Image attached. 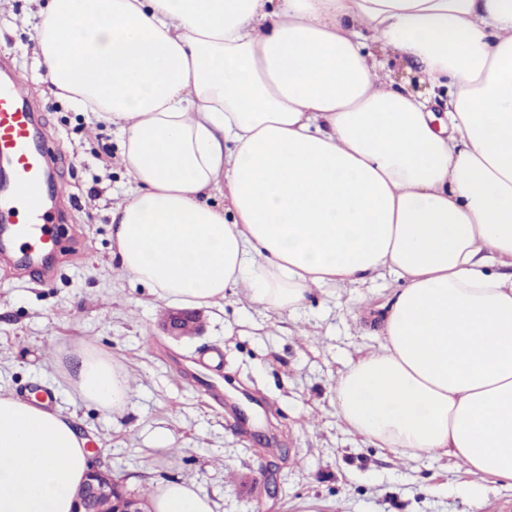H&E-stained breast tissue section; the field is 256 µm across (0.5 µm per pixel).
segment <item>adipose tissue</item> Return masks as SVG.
I'll return each mask as SVG.
<instances>
[{
  "mask_svg": "<svg viewBox=\"0 0 512 512\" xmlns=\"http://www.w3.org/2000/svg\"><path fill=\"white\" fill-rule=\"evenodd\" d=\"M43 78L121 137L112 258L159 300L276 312L392 273L384 341L336 382L376 447L512 485V0H44ZM417 66L444 112L397 83ZM220 193L227 208L210 202ZM74 391L123 411L93 350ZM71 417L0 389V512H72ZM154 512H213L172 481Z\"/></svg>",
  "mask_w": 512,
  "mask_h": 512,
  "instance_id": "adipose-tissue-1",
  "label": "adipose tissue"
}]
</instances>
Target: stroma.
Returning <instances> with one entry per match:
<instances>
[{"instance_id":"obj_1","label":"stroma","mask_w":512,"mask_h":512,"mask_svg":"<svg viewBox=\"0 0 512 512\" xmlns=\"http://www.w3.org/2000/svg\"><path fill=\"white\" fill-rule=\"evenodd\" d=\"M35 0H0V60L20 75L53 143L56 179L73 203L59 228L52 278L0 264V387L42 390L70 415L126 489L151 500L170 480L191 483L214 512H502L512 487L489 477L478 501L453 458H405L338 421L335 387L349 359L378 349L381 314L400 288L387 274L355 288L314 291L303 309L274 313L244 291L202 308L195 335L174 340L167 305L118 271L110 210L132 179L118 133L76 111L43 81L33 51ZM125 369L133 393L109 413L72 390L83 346ZM165 431L167 447L153 442Z\"/></svg>"}]
</instances>
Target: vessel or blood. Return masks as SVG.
I'll list each match as a JSON object with an SVG mask.
<instances>
[{"mask_svg": "<svg viewBox=\"0 0 512 512\" xmlns=\"http://www.w3.org/2000/svg\"><path fill=\"white\" fill-rule=\"evenodd\" d=\"M51 149L39 137L18 79L0 80V157L9 164L21 187L0 194V211L10 217L9 240L39 255L55 249L56 215L45 199Z\"/></svg>", "mask_w": 512, "mask_h": 512, "instance_id": "vessel-or-blood-1", "label": "vessel or blood"}]
</instances>
